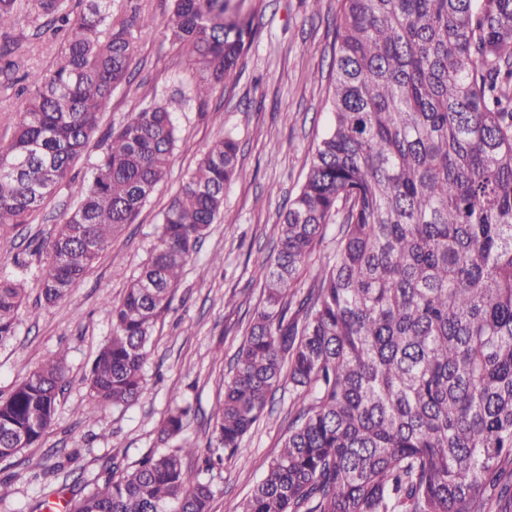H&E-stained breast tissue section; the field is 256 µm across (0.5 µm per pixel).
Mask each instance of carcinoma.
<instances>
[{
	"label": "carcinoma",
	"mask_w": 512,
	"mask_h": 512,
	"mask_svg": "<svg viewBox=\"0 0 512 512\" xmlns=\"http://www.w3.org/2000/svg\"><path fill=\"white\" fill-rule=\"evenodd\" d=\"M330 125L305 182L257 261L263 301L251 319L214 425L216 447L244 438L288 385V435L239 512H491L487 485L512 468V0H340ZM33 37L64 33L0 150V232L32 223L67 181L113 91L134 31L154 25L112 0H0V85L18 82L17 19ZM169 41L190 52L195 96L224 85L254 37L233 0H174ZM76 204L46 242L41 295L64 299L113 237L136 222L176 147L166 105L127 113ZM239 146L212 141L163 216L159 245L121 302L87 377L84 414L128 407L144 382L155 321L224 208ZM329 224L336 250L306 296L298 274ZM27 265L0 275V343L15 336ZM66 382L53 355L0 399V460L38 444ZM188 408L170 399L156 448L97 473L64 512H209L213 457L182 454Z\"/></svg>",
	"instance_id": "cac0c4a2"
}]
</instances>
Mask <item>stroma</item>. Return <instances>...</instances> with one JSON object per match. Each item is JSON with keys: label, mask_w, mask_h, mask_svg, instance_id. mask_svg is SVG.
Wrapping results in <instances>:
<instances>
[{"label": "stroma", "mask_w": 512, "mask_h": 512, "mask_svg": "<svg viewBox=\"0 0 512 512\" xmlns=\"http://www.w3.org/2000/svg\"><path fill=\"white\" fill-rule=\"evenodd\" d=\"M172 0H113L114 13L134 8L155 19L139 33L128 84L117 88L102 113L99 128L73 165L70 176L82 180L101 153L111 128L127 112L166 104L173 111L178 146L167 177L157 185L137 223L115 236L94 267L69 295L52 306L40 303L44 257L37 250L69 209L67 187H59L33 223L0 237V273L12 270L15 257L28 265L27 299L17 316V331L0 345V398L57 352L66 355L67 382L58 398L51 428L37 446L0 462V479L12 493L0 512H38L44 495L65 482L93 477L112 464L133 465L159 447L158 427L171 394L189 405L185 435L199 454L185 466L199 469L207 449L215 411L223 398L236 353L246 338L249 318L260 300L254 272L257 257L271 253L278 235L279 211L303 184L309 159L328 129L332 63L338 0H245L243 13L255 35L224 89L200 100L188 50L164 35ZM26 68L47 71L59 40L31 37L19 25ZM239 142L237 173L224 191V211L211 225L186 263L170 309L153 327L138 400L123 408L104 409L87 421L85 378L112 331L111 306L125 294L159 239L165 208L211 142L224 133ZM289 393L279 388L273 410L246 436L245 453L225 460L211 473V512H236L263 476L288 433ZM68 461V476L48 484L31 482L32 473Z\"/></svg>", "instance_id": "1"}]
</instances>
